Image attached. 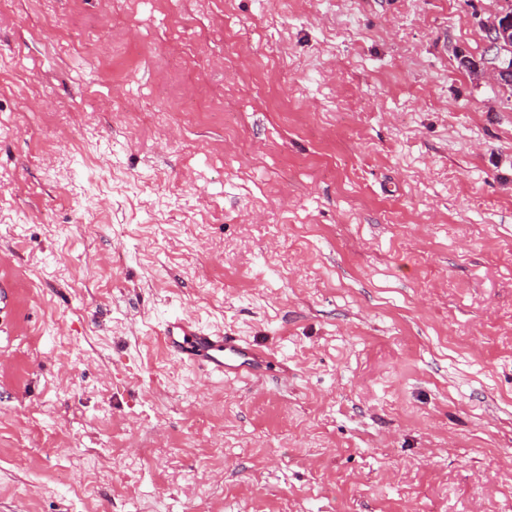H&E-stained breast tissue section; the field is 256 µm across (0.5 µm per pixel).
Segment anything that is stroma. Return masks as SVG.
Masks as SVG:
<instances>
[{"label":"stroma","mask_w":512,"mask_h":512,"mask_svg":"<svg viewBox=\"0 0 512 512\" xmlns=\"http://www.w3.org/2000/svg\"><path fill=\"white\" fill-rule=\"evenodd\" d=\"M498 6L0 0V512H512ZM164 338L176 353L186 354L195 361H203L213 371L224 373L239 368L224 361V352L237 353L240 350L234 336L213 335L205 332L195 321L177 319L167 324Z\"/></svg>","instance_id":"obj_1"}]
</instances>
